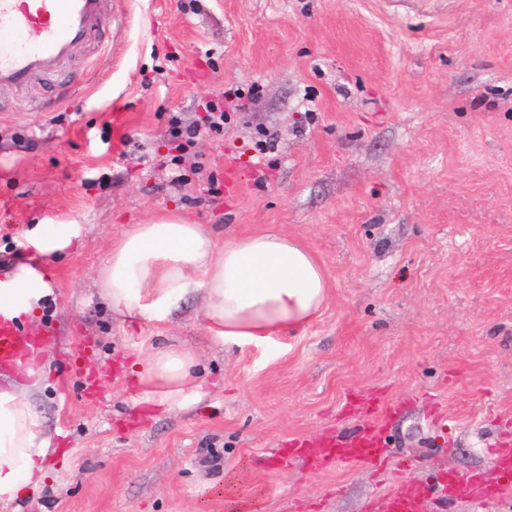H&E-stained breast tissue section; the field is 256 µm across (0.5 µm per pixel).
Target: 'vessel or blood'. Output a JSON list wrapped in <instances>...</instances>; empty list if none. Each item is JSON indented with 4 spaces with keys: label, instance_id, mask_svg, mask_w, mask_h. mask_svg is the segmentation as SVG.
I'll return each instance as SVG.
<instances>
[{
    "label": "vessel or blood",
    "instance_id": "b4317fda",
    "mask_svg": "<svg viewBox=\"0 0 512 512\" xmlns=\"http://www.w3.org/2000/svg\"><path fill=\"white\" fill-rule=\"evenodd\" d=\"M103 0H0V90L30 82L56 68L102 27ZM42 341L20 321L0 320V368L24 373ZM381 445L379 429L338 441L337 462L373 460ZM470 485L482 496L512 487V455L495 457L490 471L476 473ZM427 490L403 487L389 499L387 512H425Z\"/></svg>",
    "mask_w": 512,
    "mask_h": 512
}]
</instances>
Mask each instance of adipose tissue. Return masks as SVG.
<instances>
[{
	"mask_svg": "<svg viewBox=\"0 0 512 512\" xmlns=\"http://www.w3.org/2000/svg\"><path fill=\"white\" fill-rule=\"evenodd\" d=\"M112 311L166 319L179 298L199 295L213 338L241 345L307 325L328 297L326 272L300 240L259 231L217 238L205 225L169 213L135 224L113 243L98 273ZM52 290L30 266L0 282V317L36 322ZM194 357L174 346L153 351L138 374L158 405L194 384ZM27 383L0 388V505L43 483L50 448Z\"/></svg>",
	"mask_w": 512,
	"mask_h": 512,
	"instance_id": "ef3b65f1",
	"label": "adipose tissue"
}]
</instances>
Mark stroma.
<instances>
[{
  "mask_svg": "<svg viewBox=\"0 0 512 512\" xmlns=\"http://www.w3.org/2000/svg\"><path fill=\"white\" fill-rule=\"evenodd\" d=\"M121 22L0 93V279L38 269L54 336L32 390L48 475L0 512H381L452 473L434 512H512L466 480L512 449V0H105ZM170 163L172 116L203 125ZM237 171V180L227 177ZM173 211L281 231L323 264L303 330L213 340L202 302L112 314L97 272ZM39 224H77L36 253ZM193 353L201 394L147 400L133 361ZM75 349L65 360L61 348ZM381 427L386 465L308 467Z\"/></svg>",
  "mask_w": 512,
  "mask_h": 512,
  "instance_id": "stroma-1",
  "label": "stroma"
}]
</instances>
